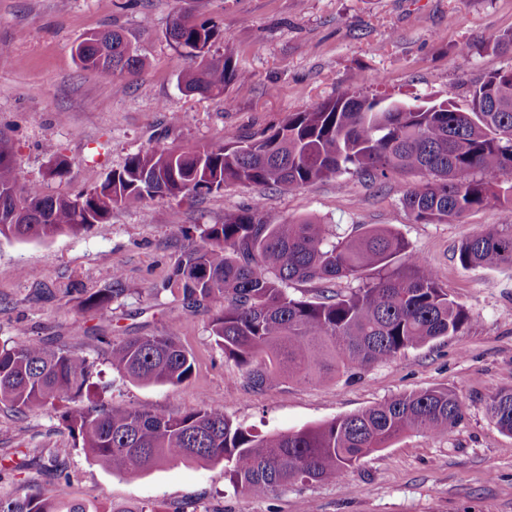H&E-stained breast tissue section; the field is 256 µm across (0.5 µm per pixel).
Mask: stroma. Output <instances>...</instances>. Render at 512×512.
<instances>
[{
	"label": "stroma",
	"mask_w": 512,
	"mask_h": 512,
	"mask_svg": "<svg viewBox=\"0 0 512 512\" xmlns=\"http://www.w3.org/2000/svg\"><path fill=\"white\" fill-rule=\"evenodd\" d=\"M189 9L223 33L210 49H232L249 73L224 96L185 93L186 66L167 29ZM117 30L142 61L101 74L79 67L72 49L86 34ZM512 30V0H0V134L9 140L21 184L76 196L98 186L127 157L150 147L234 143L347 91L406 104L445 100L460 109L512 53L487 46ZM181 113V122L170 120ZM70 163L51 178L50 151ZM410 179L370 182L345 173L284 194L225 184L194 202L154 197L114 208L108 224L47 241L0 239V344L40 341L94 361L81 395L19 415L0 404V497L39 488L106 504L162 505L165 512H512V435L487 406L512 389V266L462 267L459 245L490 224H512V206L492 203L441 224H420L402 204ZM296 221L312 218L344 235L389 225L438 273L471 315L467 328L328 383L284 382L251 389L208 331L210 312L191 311L165 290L185 245L182 228L220 224L255 203ZM123 272L112 310L113 341L178 326L194 360L183 385L140 386L113 369L94 336L76 331L82 301ZM432 388L454 391L464 410L441 440L409 433L350 469L343 479L279 488L243 501L220 464L171 463L128 481L88 460L65 426V411L98 402L127 409L195 410L201 399L235 423L285 432L354 414L391 397ZM58 457L68 480L14 466L22 456Z\"/></svg>",
	"instance_id": "obj_1"
}]
</instances>
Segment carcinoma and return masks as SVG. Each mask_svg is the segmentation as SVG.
Here are the masks:
<instances>
[{
  "instance_id": "cac0c4a2",
  "label": "carcinoma",
  "mask_w": 512,
  "mask_h": 512,
  "mask_svg": "<svg viewBox=\"0 0 512 512\" xmlns=\"http://www.w3.org/2000/svg\"><path fill=\"white\" fill-rule=\"evenodd\" d=\"M189 62L185 92L221 95L248 79L230 50L194 64L192 51L209 49L217 28L177 15L167 31ZM488 47L512 51V32L493 34ZM73 53L84 70L122 72L140 64L117 31L79 41ZM355 173L368 180L417 174L402 201L415 222L440 224L491 202L512 204V70L493 72L475 88L470 106L387 103L356 91L314 109L295 112L281 125L234 144L202 148H149L127 158L99 186L77 195L49 196L31 183L18 191L15 154L0 137V238L46 240L78 236L109 222L112 209L156 196L197 198L233 182L283 193ZM194 183V190L186 189ZM461 266L512 264V224H493L458 250ZM357 283L345 294L338 280ZM294 281L320 285L314 299L288 293ZM165 287L181 291L187 307L213 312L210 336L261 391L283 381L326 382L390 361L409 348L451 336L470 322L469 312L448 297L437 273L401 234L370 225L354 237L331 232L314 219L287 221L260 204L207 224L176 259ZM125 292L122 274L112 287L87 296L83 309L98 320L79 330L106 346L112 367L140 385L183 384L193 359L178 343L177 328L160 335L128 336L118 344L102 335L112 304ZM93 363L64 347L38 342L0 348V403L22 415L80 393ZM488 411L512 434V389L496 393ZM449 389L401 395L356 414L295 431L262 436L233 423L203 400L183 414L155 408L127 410L109 403L78 407L63 416L86 458L136 480L183 461L224 464L245 497H262L296 482L334 481L372 453L407 433L435 439L462 419ZM33 465L67 479L57 460ZM0 512H161L152 504L103 509L62 491L0 498Z\"/></svg>"
}]
</instances>
